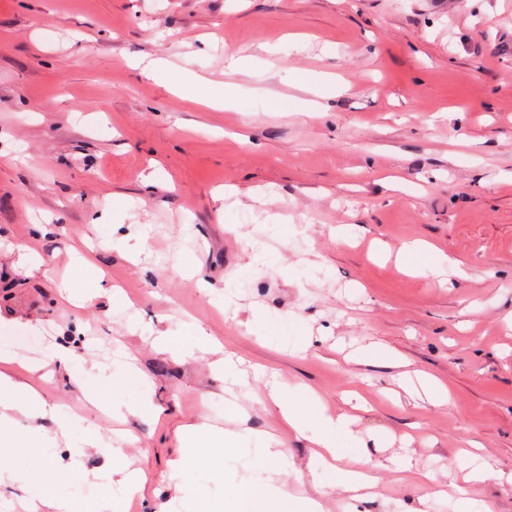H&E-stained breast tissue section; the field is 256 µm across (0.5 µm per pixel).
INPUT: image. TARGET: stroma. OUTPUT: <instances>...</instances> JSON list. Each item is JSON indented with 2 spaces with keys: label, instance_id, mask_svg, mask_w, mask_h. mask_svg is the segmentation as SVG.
Returning <instances> with one entry per match:
<instances>
[{
  "label": "stroma",
  "instance_id": "1",
  "mask_svg": "<svg viewBox=\"0 0 512 512\" xmlns=\"http://www.w3.org/2000/svg\"><path fill=\"white\" fill-rule=\"evenodd\" d=\"M156 58L166 70L135 67ZM177 85L232 102L194 107ZM87 238L95 266L74 270ZM412 241L429 251L402 253ZM23 246L49 276L29 272ZM442 254L451 265L423 276ZM66 284L78 304L60 300ZM0 316V348L29 364L86 329L73 350L102 373L93 387L109 410L55 374L44 398L79 421L46 423L47 447L9 453L10 469L36 473L84 448L88 480L55 488L76 512L112 503L90 435L133 439L147 484L127 512H157L173 495L178 431L201 414L243 436L222 467L189 460L201 512L269 477L258 434L285 444L282 481L323 512H403L424 494L406 464L444 477L470 465L474 444L512 473V0H0ZM189 319L315 393L300 401L310 419L352 410L359 393L355 434L338 446L350 456L376 442L375 496L351 501L330 472L313 487L314 446L281 425L262 383H235L233 421L212 354L153 348L160 331L188 338ZM368 345L399 364L348 361ZM121 347L139 376L116 395ZM424 375L446 404L419 396ZM143 379L158 418L126 409ZM488 505L512 512V486L492 503L480 484L429 502Z\"/></svg>",
  "mask_w": 512,
  "mask_h": 512
}]
</instances>
